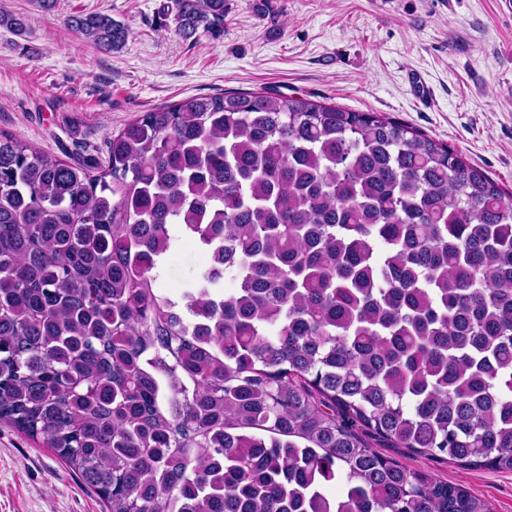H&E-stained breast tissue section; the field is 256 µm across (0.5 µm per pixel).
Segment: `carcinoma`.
<instances>
[{"label":"carcinoma","mask_w":512,"mask_h":512,"mask_svg":"<svg viewBox=\"0 0 512 512\" xmlns=\"http://www.w3.org/2000/svg\"><path fill=\"white\" fill-rule=\"evenodd\" d=\"M174 20L214 36L224 0ZM181 239L211 264L172 297L155 269ZM0 422L105 512H487L373 443L512 470V195L303 96L187 97L92 163L0 131Z\"/></svg>","instance_id":"1"}]
</instances>
